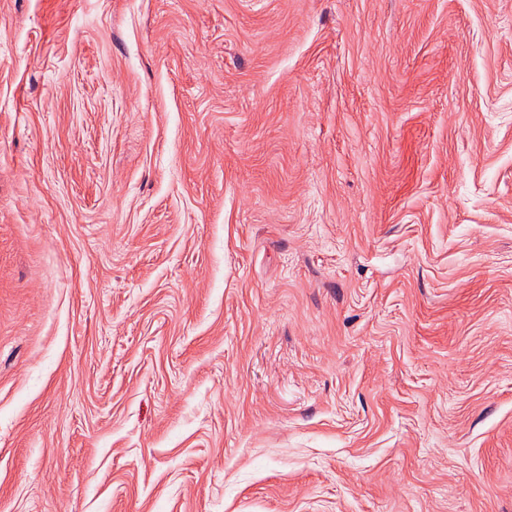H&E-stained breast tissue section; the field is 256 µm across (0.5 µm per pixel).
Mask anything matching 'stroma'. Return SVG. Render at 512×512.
I'll use <instances>...</instances> for the list:
<instances>
[{"label":"stroma","mask_w":512,"mask_h":512,"mask_svg":"<svg viewBox=\"0 0 512 512\" xmlns=\"http://www.w3.org/2000/svg\"><path fill=\"white\" fill-rule=\"evenodd\" d=\"M0 512H512V0H0Z\"/></svg>","instance_id":"obj_1"}]
</instances>
